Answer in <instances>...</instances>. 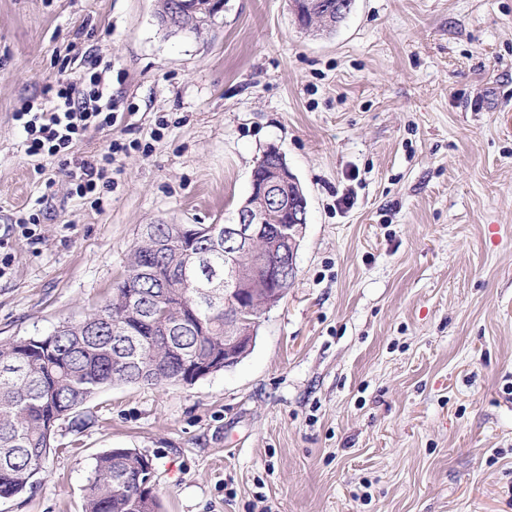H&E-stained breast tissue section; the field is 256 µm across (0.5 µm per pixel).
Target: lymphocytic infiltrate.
<instances>
[{
    "label": "lymphocytic infiltrate",
    "instance_id": "f902f5d3",
    "mask_svg": "<svg viewBox=\"0 0 512 512\" xmlns=\"http://www.w3.org/2000/svg\"><path fill=\"white\" fill-rule=\"evenodd\" d=\"M80 64L87 71L80 81L59 78L47 85L44 100L37 106H25L16 112L25 135L27 156L49 154L70 157L67 175L79 197H92L95 207H103V191L111 189L112 165L127 147L110 140L105 152L73 157L74 146L91 134L111 132L118 115L112 100V63L101 56L69 45L63 67Z\"/></svg>",
    "mask_w": 512,
    "mask_h": 512
}]
</instances>
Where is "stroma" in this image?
Returning <instances> with one entry per match:
<instances>
[{
    "label": "stroma",
    "mask_w": 512,
    "mask_h": 512,
    "mask_svg": "<svg viewBox=\"0 0 512 512\" xmlns=\"http://www.w3.org/2000/svg\"><path fill=\"white\" fill-rule=\"evenodd\" d=\"M157 8L0 0V340L99 308L143 225L234 223L271 148L308 201L296 277L234 367L58 421L0 512H83L111 448L152 459L162 512H512V0H354L329 33L290 0L197 35ZM73 42L120 101L74 149L127 146L101 210L14 119Z\"/></svg>",
    "instance_id": "35a3bbf8"
}]
</instances>
